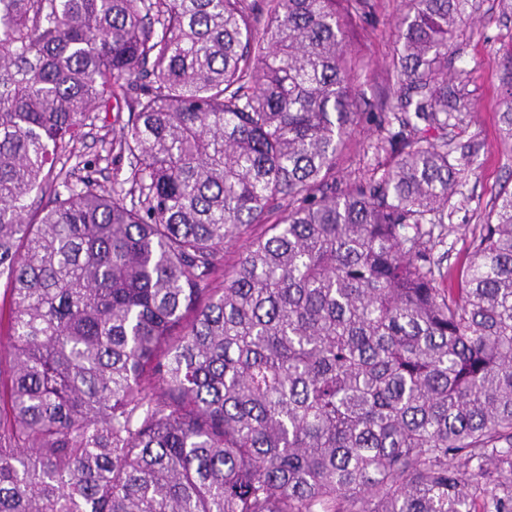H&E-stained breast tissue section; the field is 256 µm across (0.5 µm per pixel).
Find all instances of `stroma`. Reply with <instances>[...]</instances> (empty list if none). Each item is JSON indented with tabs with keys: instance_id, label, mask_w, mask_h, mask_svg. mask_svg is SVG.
Here are the masks:
<instances>
[{
	"instance_id": "1",
	"label": "stroma",
	"mask_w": 512,
	"mask_h": 512,
	"mask_svg": "<svg viewBox=\"0 0 512 512\" xmlns=\"http://www.w3.org/2000/svg\"><path fill=\"white\" fill-rule=\"evenodd\" d=\"M400 0H377L374 15L359 24L353 47L360 58L354 73L359 111L365 118L350 135L339 161L342 175L353 174L368 161L363 148L376 138L372 117L382 112L389 93L391 59L396 49V21ZM467 24L448 51V71L463 74L462 89L472 102L462 123L449 128L456 143L470 146V173L457 186L453 213L443 244L434 250L442 267L459 268L464 262L473 234L482 224L494 200L503 190H512V147L502 143L498 114L503 90L512 80V12L500 0H467ZM127 112H101L85 126L76 153L90 162L92 178L104 189L113 186L115 171L130 173L128 158L110 149L113 138L127 121Z\"/></svg>"
}]
</instances>
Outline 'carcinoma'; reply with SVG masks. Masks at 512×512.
<instances>
[{
	"label": "carcinoma",
	"mask_w": 512,
	"mask_h": 512,
	"mask_svg": "<svg viewBox=\"0 0 512 512\" xmlns=\"http://www.w3.org/2000/svg\"><path fill=\"white\" fill-rule=\"evenodd\" d=\"M401 2L340 188L374 0H0V512H512V191L445 286L466 0ZM378 6L374 15L359 23L353 48L360 57V66L354 73V86L358 112H364L366 119L351 131L350 142L339 161L344 183L354 177V171L370 162L363 147L376 139L373 115L384 112L389 93V72L391 59L396 49V21L401 0H375ZM128 114L126 107L119 114L115 111L99 112L92 125L82 129L81 139L76 145L78 158L74 157L68 166L75 165L78 161H90L91 168L82 169L81 165L75 171L73 180L90 174L104 189L112 190L116 168L122 170V176L129 175L131 165L127 155L120 159L116 157L117 150L109 152L112 139L119 136V129L127 121Z\"/></svg>",
	"instance_id": "carcinoma-1"
}]
</instances>
